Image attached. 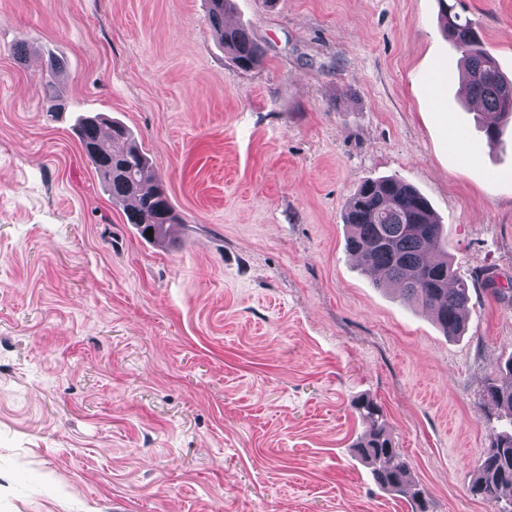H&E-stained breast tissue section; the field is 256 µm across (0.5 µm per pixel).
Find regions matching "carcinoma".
<instances>
[{
	"mask_svg": "<svg viewBox=\"0 0 512 512\" xmlns=\"http://www.w3.org/2000/svg\"><path fill=\"white\" fill-rule=\"evenodd\" d=\"M230 5L231 0H209L210 25L224 52L239 68L249 70L262 61L264 48L247 28L224 24ZM444 20L448 37L462 53L467 95L486 110L484 132L488 141L495 142L502 127L512 122V79L485 48L472 19L451 10L444 13ZM100 125L96 117L79 124L77 134L86 157L112 203L122 207L127 223L135 225L142 237L165 243L172 225L181 223L167 187L154 178L149 159L129 128L114 122L108 138L102 140ZM344 220L347 252L374 276L376 287L398 291L404 303L430 315L444 335H461L470 286L448 259L444 225L435 220L427 199L415 187L397 178L367 180L347 201ZM484 398L512 426V358L498 367ZM355 409L363 430L354 450L369 466L375 483L387 491L412 489L415 509L425 512L426 491L412 488L411 464L396 448L382 409L369 397L358 398ZM475 488L497 512H512L511 431L503 429L492 437L469 486Z\"/></svg>",
	"mask_w": 512,
	"mask_h": 512,
	"instance_id": "carcinoma-1",
	"label": "carcinoma"
}]
</instances>
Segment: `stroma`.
<instances>
[{
  "label": "stroma",
  "instance_id": "obj_1",
  "mask_svg": "<svg viewBox=\"0 0 512 512\" xmlns=\"http://www.w3.org/2000/svg\"><path fill=\"white\" fill-rule=\"evenodd\" d=\"M455 3L512 77V0ZM208 10L0 0V512H413L352 455L360 395L428 512H493L469 484L504 426L483 390L512 355V126L488 145L461 83L426 85L460 58L438 0H234L265 51L249 71ZM97 115L167 185L169 244L82 152ZM387 176L473 284L460 336L345 249L347 199Z\"/></svg>",
  "mask_w": 512,
  "mask_h": 512
}]
</instances>
